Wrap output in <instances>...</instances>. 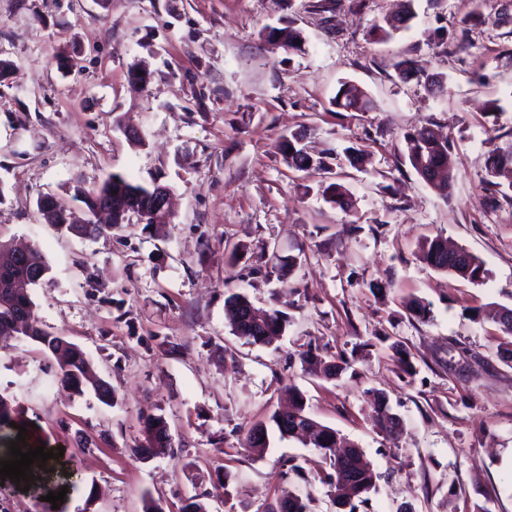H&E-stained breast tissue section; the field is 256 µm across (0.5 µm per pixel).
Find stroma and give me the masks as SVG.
I'll return each mask as SVG.
<instances>
[{"instance_id":"35a3bbf8","label":"stroma","mask_w":512,"mask_h":512,"mask_svg":"<svg viewBox=\"0 0 512 512\" xmlns=\"http://www.w3.org/2000/svg\"><path fill=\"white\" fill-rule=\"evenodd\" d=\"M406 8L377 42L373 25ZM287 25L300 48L278 42ZM406 58L420 74L400 78ZM0 60V240L41 250L37 321L112 387L107 401L62 389L42 346L0 349V462L21 436L79 468L65 485L41 468L25 486L4 480L0 512H40L60 490L57 512H265L285 490L339 512L312 444L273 431L262 455L243 446L291 387L376 471L359 512H512V362L493 320L512 308V191L484 181L489 153L512 146V0H0ZM138 66L151 73L140 88ZM345 79L369 111L336 108ZM422 126L451 143L444 198L406 158ZM297 134L325 167L288 166L278 144ZM113 173L170 187L171 223L133 218L93 239L45 223L42 196L80 215ZM334 182L351 207L330 201ZM435 236L477 256L484 278L422 263ZM234 294L286 316L278 341L233 333ZM312 346L349 369L308 373ZM372 389L402 417L397 438L371 422ZM158 415L162 450L145 445Z\"/></svg>"}]
</instances>
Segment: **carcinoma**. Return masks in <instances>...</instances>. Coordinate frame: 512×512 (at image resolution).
I'll use <instances>...</instances> for the list:
<instances>
[{
    "label": "carcinoma",
    "instance_id": "1",
    "mask_svg": "<svg viewBox=\"0 0 512 512\" xmlns=\"http://www.w3.org/2000/svg\"><path fill=\"white\" fill-rule=\"evenodd\" d=\"M336 108L345 112H362L371 107L367 93L356 84L343 81L334 100ZM406 155L410 165L427 182L431 188L446 196L452 181L451 171L438 181L427 180L431 169L448 165L449 141L438 137L430 128L422 127L404 136ZM284 157L288 164L296 168H304L306 164L315 162L319 167L325 166L322 159L312 160L304 148L299 146V138L293 137L285 144ZM486 182L493 186L502 185V180L508 181L512 189V147L506 151H492L485 163ZM131 191H138L144 196L151 195L153 188L135 184L123 174L111 175L93 195L96 197L111 196L120 199ZM330 199L340 206H351L348 188L341 183L329 186ZM66 209V204L55 199V205L49 210H41L45 221L54 225L60 231H67L84 237L97 236L123 223L125 216L113 215L110 224H66L60 220V212ZM11 251L7 262L0 264V285L6 286L9 281L37 284L49 273L50 266L43 254L34 246L26 249H14L11 243L0 241V251ZM418 257L431 268L453 275L455 277L477 282L484 276L482 263L477 257H472L468 266L458 265L448 257V243L439 236L425 240L419 247ZM34 302L30 295L17 292L11 295L7 304H0V344L3 345L14 338L30 339L44 346L56 361L55 374L59 384L76 393L83 392L86 382H91L93 389L101 397L112 395L110 385L102 381L90 380V363L84 352L66 337L48 332L40 327L33 315ZM225 310L234 333L252 344L269 345L280 336L285 329L286 320L277 311H269L255 306L246 296L236 294L225 300ZM292 405L288 412L276 410L267 420L259 422L246 431L244 446L253 453L260 454L267 447V442L256 437L258 432L268 433V428L275 429L282 438L292 436L288 431L285 414L306 416L302 394L295 388L288 389ZM372 408L370 419L382 433L395 437L396 420L398 416L391 412L383 393L368 392ZM338 437L336 430L323 428L315 434L313 446L318 448L323 458L329 461V472L325 473L322 482L330 489L333 501L339 507L356 512L358 507L368 502V494L375 489L377 473L364 459L359 446L348 443L344 457L336 455ZM268 512H309L308 505L297 496L284 495L268 507Z\"/></svg>",
    "mask_w": 512,
    "mask_h": 512
}]
</instances>
